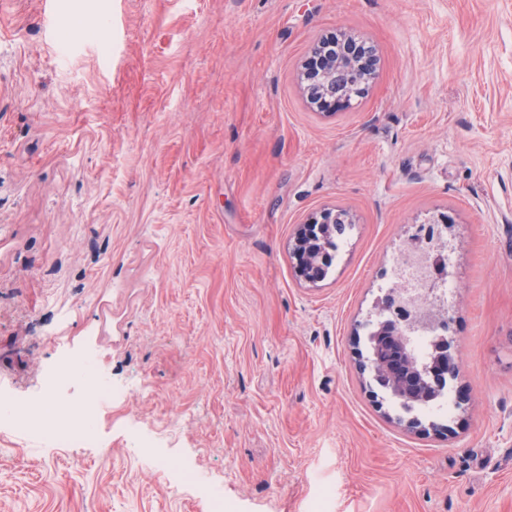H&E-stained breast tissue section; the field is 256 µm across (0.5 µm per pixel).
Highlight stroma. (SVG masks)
<instances>
[{"label":"stroma","instance_id":"35a3bbf8","mask_svg":"<svg viewBox=\"0 0 512 512\" xmlns=\"http://www.w3.org/2000/svg\"><path fill=\"white\" fill-rule=\"evenodd\" d=\"M340 28L379 73L326 116L296 73ZM326 207L355 222L312 285L290 244ZM438 213L441 433L359 368ZM88 350L94 438L1 424L0 512H207L185 463L235 512H512V0H0V386L95 402L50 383ZM459 364L451 351V346L442 351L437 365L430 370V378L434 383H441L447 377L457 376ZM58 380L63 385L73 382L89 385L103 401L112 400V387L104 374L100 361L94 354L65 363L59 370Z\"/></svg>","mask_w":512,"mask_h":512}]
</instances>
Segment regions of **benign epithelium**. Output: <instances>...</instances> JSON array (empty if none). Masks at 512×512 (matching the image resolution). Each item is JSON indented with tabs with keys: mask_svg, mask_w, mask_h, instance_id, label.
I'll return each mask as SVG.
<instances>
[{
	"mask_svg": "<svg viewBox=\"0 0 512 512\" xmlns=\"http://www.w3.org/2000/svg\"><path fill=\"white\" fill-rule=\"evenodd\" d=\"M379 59L375 47L364 37L348 30L321 36L314 41L307 57L297 70L296 79L308 105L325 115H334L350 107L355 97L363 96L378 76ZM353 223L346 211L332 207L310 215L294 237L291 254L296 269L306 282H320L324 257L316 254L310 241L316 228L329 224L336 230ZM380 320L378 333L391 338L402 337V348L395 349L390 356L377 361H365L363 371L374 381L389 379L405 389L415 387V368L412 358L404 349L412 332L435 331L432 308L423 303V298L413 296L402 289L387 294L378 303ZM459 373V364L451 349H444L437 365L430 370L435 383Z\"/></svg>",
	"mask_w": 512,
	"mask_h": 512,
	"instance_id": "obj_1",
	"label": "benign epithelium"
}]
</instances>
